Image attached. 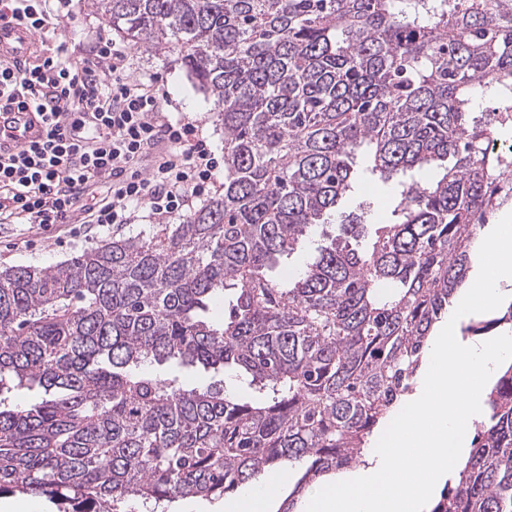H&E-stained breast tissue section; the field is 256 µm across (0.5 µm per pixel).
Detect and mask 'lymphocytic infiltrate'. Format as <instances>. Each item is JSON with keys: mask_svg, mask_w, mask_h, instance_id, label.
Listing matches in <instances>:
<instances>
[{"mask_svg": "<svg viewBox=\"0 0 512 512\" xmlns=\"http://www.w3.org/2000/svg\"><path fill=\"white\" fill-rule=\"evenodd\" d=\"M50 2L0 0V19L23 22L42 48L38 63L0 66V120L17 101L53 118L44 141L0 156V224L118 228L143 205L158 222L183 214L212 181L214 150L195 125L166 115L154 80L126 76L120 46L55 42Z\"/></svg>", "mask_w": 512, "mask_h": 512, "instance_id": "lymphocytic-infiltrate-1", "label": "lymphocytic infiltrate"}]
</instances>
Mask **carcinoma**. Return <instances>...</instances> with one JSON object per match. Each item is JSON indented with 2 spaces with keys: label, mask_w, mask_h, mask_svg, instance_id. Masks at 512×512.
<instances>
[{
  "label": "carcinoma",
  "mask_w": 512,
  "mask_h": 512,
  "mask_svg": "<svg viewBox=\"0 0 512 512\" xmlns=\"http://www.w3.org/2000/svg\"><path fill=\"white\" fill-rule=\"evenodd\" d=\"M176 56L224 128V193L178 224L0 271V495L168 512L288 467L278 512L361 461L464 286L512 158L479 95L512 88V0H96ZM385 221L339 224L353 159ZM301 266L278 277L283 257ZM229 297L224 316L210 304ZM512 328V303L461 327ZM200 366L224 378L187 388ZM21 392L35 398L15 402ZM430 512H512V364Z\"/></svg>",
  "instance_id": "1"
}]
</instances>
